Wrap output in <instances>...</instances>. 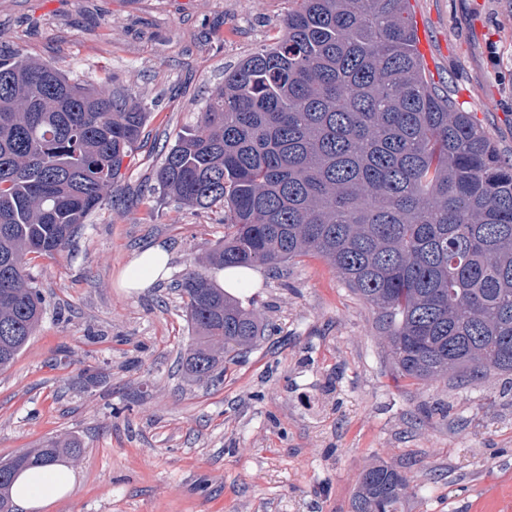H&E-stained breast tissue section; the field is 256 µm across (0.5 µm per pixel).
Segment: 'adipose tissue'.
<instances>
[{"label": "adipose tissue", "mask_w": 512, "mask_h": 512, "mask_svg": "<svg viewBox=\"0 0 512 512\" xmlns=\"http://www.w3.org/2000/svg\"><path fill=\"white\" fill-rule=\"evenodd\" d=\"M170 254L159 245L142 250L122 273L119 285L140 291L165 279L170 271ZM75 474L63 466L37 468L23 473L14 487L13 500L21 512H39L52 502L71 494Z\"/></svg>", "instance_id": "1"}]
</instances>
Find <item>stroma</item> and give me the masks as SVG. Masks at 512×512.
Wrapping results in <instances>:
<instances>
[{"label":"stroma","instance_id":"stroma-1","mask_svg":"<svg viewBox=\"0 0 512 512\" xmlns=\"http://www.w3.org/2000/svg\"><path fill=\"white\" fill-rule=\"evenodd\" d=\"M289 0H0V44L144 103L139 141L66 250L32 259L46 312L0 371V459L78 438L75 491L44 512H352L362 472L410 480L403 512H512V375L412 385L371 307L322 258L239 292L278 335L217 386L176 364L175 289L224 238L221 210L144 195L224 72L284 34ZM425 76L512 158V0H410ZM166 280L118 285L152 245Z\"/></svg>","mask_w":512,"mask_h":512}]
</instances>
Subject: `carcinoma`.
<instances>
[{
    "label": "carcinoma",
    "instance_id": "obj_1",
    "mask_svg": "<svg viewBox=\"0 0 512 512\" xmlns=\"http://www.w3.org/2000/svg\"><path fill=\"white\" fill-rule=\"evenodd\" d=\"M285 33L224 74L196 126L155 171L193 209H224L217 268L308 255L375 308L397 374L475 385L512 374V161L430 86L409 0H292ZM145 106L107 85L0 48V370L22 352L44 298L31 256L63 251L112 192ZM195 333L184 374L273 335L193 265L177 284ZM48 439L0 461V512L33 465L78 457ZM409 481L366 468L352 512H400Z\"/></svg>",
    "mask_w": 512,
    "mask_h": 512
}]
</instances>
